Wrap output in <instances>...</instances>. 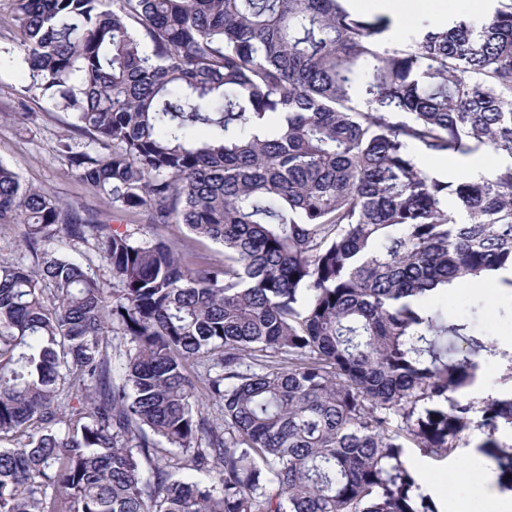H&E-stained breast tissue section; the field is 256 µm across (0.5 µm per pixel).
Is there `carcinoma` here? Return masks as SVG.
Segmentation results:
<instances>
[{
	"label": "carcinoma",
	"instance_id": "cac0c4a2",
	"mask_svg": "<svg viewBox=\"0 0 512 512\" xmlns=\"http://www.w3.org/2000/svg\"><path fill=\"white\" fill-rule=\"evenodd\" d=\"M14 2L32 87L89 137L60 156L142 224L0 163L37 258L0 266V512H439L406 449L447 458L473 423L512 485V389L470 397L494 341L432 306L512 269V0L404 45L351 0ZM480 149L510 161L416 155ZM93 242L89 244H76L62 239L61 242H56L54 249L60 254L69 255L84 265L90 264L91 268L98 274L108 275L106 261L93 250Z\"/></svg>",
	"mask_w": 512,
	"mask_h": 512
}]
</instances>
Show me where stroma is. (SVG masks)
Returning <instances> with one entry per match:
<instances>
[{"instance_id": "stroma-1", "label": "stroma", "mask_w": 512, "mask_h": 512, "mask_svg": "<svg viewBox=\"0 0 512 512\" xmlns=\"http://www.w3.org/2000/svg\"><path fill=\"white\" fill-rule=\"evenodd\" d=\"M16 36L11 0H0V162L11 166L24 184L44 189L65 202L105 212L103 196L68 172L57 153L59 139L69 136L83 143L87 134L75 129L72 114L56 109L30 90L29 73L11 52ZM491 286L487 280L455 289L447 308L450 313L465 317L473 307H480V331L499 342L512 338V288H500V296L495 299L489 294ZM482 437L480 429L470 428L463 444L440 461L421 456L417 449H408L407 460L421 474L426 487L437 482L440 474L464 464L483 472V482L463 480L440 488L434 500L441 504L443 512H482L488 493L496 490V475L490 462L474 450Z\"/></svg>"}]
</instances>
